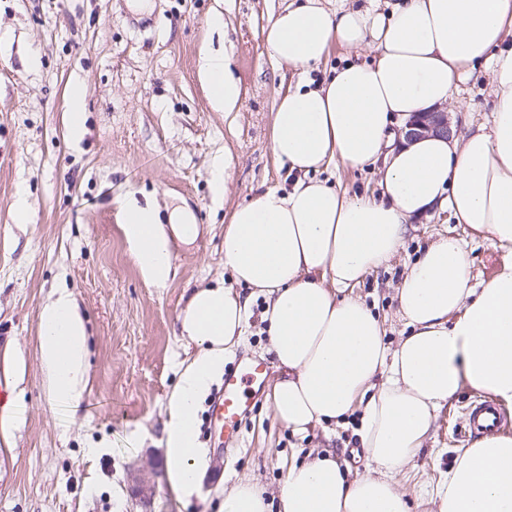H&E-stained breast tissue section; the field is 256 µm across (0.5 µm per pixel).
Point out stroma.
Returning <instances> with one entry per match:
<instances>
[{
  "instance_id": "1",
  "label": "stroma",
  "mask_w": 512,
  "mask_h": 512,
  "mask_svg": "<svg viewBox=\"0 0 512 512\" xmlns=\"http://www.w3.org/2000/svg\"><path fill=\"white\" fill-rule=\"evenodd\" d=\"M289 0H0V395L17 397L23 421L0 439V512H218L224 492L242 475L277 496L293 460L312 449L335 451L342 466L363 470L353 456L358 416L335 432L294 434L261 395L241 425L240 443L208 454L198 493L176 496L165 483L167 401L186 359L177 316L193 288L224 281V226L235 207L292 180L271 150L272 112L299 78L356 54L333 45L319 66L281 64L265 30ZM221 14L224 26L210 19ZM232 53L240 80L238 112L217 111L199 73L202 46ZM82 85L86 133L70 139V90ZM491 73L477 69L459 84L458 126L490 115ZM229 162L223 196L211 189L217 160ZM28 223L14 220L18 193ZM135 204L167 221L188 206L201 228L191 243L173 241L176 256L162 288L145 283L121 229ZM467 240L477 278L488 280L507 256L470 242L465 226L438 208L409 226L388 267L352 288L384 323L388 344L402 331L396 287L407 267L439 235ZM72 293L89 336L87 392L77 412L49 396L38 350L39 313L59 289ZM249 297L245 334L232 358L278 371L268 352L263 296ZM466 389L436 417L430 439L399 474L410 512H434L420 493L447 472L459 437Z\"/></svg>"
}]
</instances>
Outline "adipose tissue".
<instances>
[{"instance_id": "adipose-tissue-1", "label": "adipose tissue", "mask_w": 512, "mask_h": 512, "mask_svg": "<svg viewBox=\"0 0 512 512\" xmlns=\"http://www.w3.org/2000/svg\"><path fill=\"white\" fill-rule=\"evenodd\" d=\"M273 58L312 67L332 45L370 50L323 81L299 82L279 97L271 149L297 178L236 207L224 227V265L235 281L196 288L177 316L198 351L167 402L169 489L198 488L204 453L198 403L246 326L241 288L267 297L262 320L279 375L271 408L293 433L356 414L371 472L352 475L327 451L290 466L282 512H408L397 480L425 444L438 412L462 389L512 406V262L473 280L465 242L439 236L407 268L396 289L405 332L396 346L376 314L349 295L398 254L410 222L436 206L492 247L512 254V0H392L329 10L295 0L265 31ZM226 53L203 52L200 73L215 108L234 112L240 82ZM490 68L493 107L461 136L397 139L413 115L445 106L454 86ZM378 166L379 196L347 197L312 180L334 162ZM122 231L145 282L164 287L172 239L190 243L195 217L176 209L168 223L128 206ZM39 354L52 399L78 410L87 390L88 336L67 289L39 315ZM437 512H512V436L495 434L463 449L425 492ZM265 491L243 477L222 512H269Z\"/></svg>"}]
</instances>
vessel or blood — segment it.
<instances>
[{
  "label": "vessel or blood",
  "mask_w": 512,
  "mask_h": 512,
  "mask_svg": "<svg viewBox=\"0 0 512 512\" xmlns=\"http://www.w3.org/2000/svg\"><path fill=\"white\" fill-rule=\"evenodd\" d=\"M266 367L261 363H234L224 373L222 390L212 401L209 425L212 431L224 437L225 444L236 443L239 424L262 391ZM465 432L476 437L504 430L511 420L493 402L471 403L464 412Z\"/></svg>",
  "instance_id": "b4317fda"
}]
</instances>
